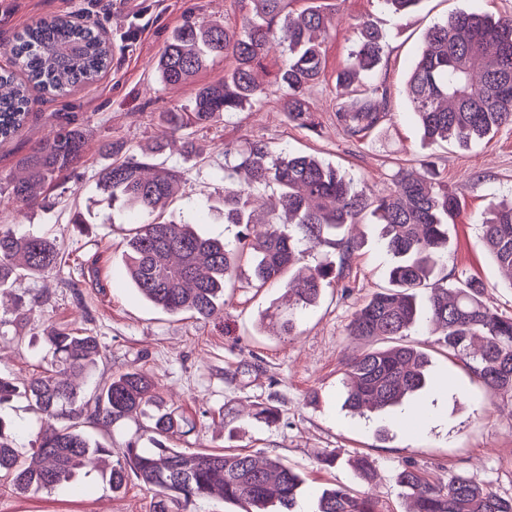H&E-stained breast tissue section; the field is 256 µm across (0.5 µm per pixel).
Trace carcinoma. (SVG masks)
Returning a JSON list of instances; mask_svg holds the SVG:
<instances>
[{
  "label": "carcinoma",
  "mask_w": 512,
  "mask_h": 512,
  "mask_svg": "<svg viewBox=\"0 0 512 512\" xmlns=\"http://www.w3.org/2000/svg\"><path fill=\"white\" fill-rule=\"evenodd\" d=\"M292 0H250L240 25H198L186 21L171 37L157 69L163 83L183 85L210 60L232 56L235 67L224 78L196 89L186 112H165L153 151L167 139L190 128H207L228 112L261 105L263 88L256 81L270 50L285 56L275 78L284 91L282 112L296 125L313 130L317 122L307 100L309 87L322 77L323 45L333 30V16L315 5L299 22L288 14ZM384 35L364 21L338 73L337 85L349 89L360 74L380 61ZM24 78L0 73V140L13 138L28 117L29 91L63 92L90 83L108 67L111 46L91 25L65 17L43 20L25 29L11 48ZM362 84V83H360ZM363 90L336 103V126L355 141L365 139L384 120V90L374 78ZM412 115L428 140H452L463 148L482 142L512 124V17L493 19L463 8L435 23L425 34L418 61L405 83ZM84 131L71 120L59 124L51 139L18 165L26 177L9 179L4 189L16 206L33 209L46 188L71 176L81 163ZM100 189L112 203L130 210L135 232L126 243L127 279L155 308L170 314L189 313L209 319L224 307V286L246 254L256 281L281 280L300 263L304 248L336 242L343 228L365 214L383 225L385 247L393 257L390 287L375 292L354 314L349 335L386 339L383 349L362 351L347 363L343 385L345 408L353 414L399 407L431 384L429 358L406 341L416 329H432L435 344L462 361L491 395H512V313H501L482 300L484 285L466 280L455 288L438 277L448 252V225L461 211L459 193L434 174L414 176L403 170L394 191L376 195L354 180L309 155L278 153L262 140L224 149V223L240 227L235 247L199 235L193 220L165 221L157 206L178 196L180 172L153 170L132 156L99 173ZM274 185L288 208V229L270 211L253 207L254 192ZM482 239L497 262L512 269V197L490 204L480 217ZM63 253L50 238L17 235L0 228V292L24 276L40 275L61 265ZM338 274L327 263L304 267L285 283L289 303L266 316L280 320L292 333L293 311L314 304ZM53 350L50 366L17 385L0 376V405L21 395L45 426L22 457L0 416V478L22 493L52 492L70 483L78 470L108 455L107 448L80 430L84 423L105 426L147 414L155 402L156 382L143 370L123 373L95 385L89 395L64 379L88 374L100 356L95 337L67 329L48 334ZM152 448L127 444L123 458L112 464L109 485L121 491L136 478L153 491L154 512H187V507L215 492L224 501L243 503L245 512H296L305 479L279 458L259 463L251 454L190 453L166 441L185 434L172 411L150 414ZM398 485L411 492L410 512H512V496L503 497L465 473L444 482L411 463L397 472ZM317 512H379L370 491L338 484L322 490Z\"/></svg>",
  "instance_id": "obj_1"
}]
</instances>
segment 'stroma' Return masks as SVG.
Here are the masks:
<instances>
[{"label":"stroma","mask_w":512,"mask_h":512,"mask_svg":"<svg viewBox=\"0 0 512 512\" xmlns=\"http://www.w3.org/2000/svg\"><path fill=\"white\" fill-rule=\"evenodd\" d=\"M336 28L325 42V71L310 92L317 129L290 123L281 111L275 73L282 61L272 49L259 74L267 98L263 107L225 114L215 125L196 132L202 154L184 156L179 144L150 154L161 113L189 104L198 86L223 78L235 61L220 57L199 72L193 83L165 85L156 61L173 33L188 20L235 25L249 11V0H0V67L11 65L5 49L39 18L69 14L98 23L112 44V61L94 83L48 95L32 91L29 116L19 133L0 143V176L18 175L17 161L51 138L62 118L75 117L85 132L84 163L62 186L46 194L43 206L20 214L0 194V225L16 232L55 238L70 259L52 272L27 276L14 285V297L0 299V375L22 381L51 359L45 331L80 328L97 337L101 356L92 380L109 379L134 369L151 373L165 409L193 425L176 444L189 452H245L281 458L301 471L305 492L300 512H315L324 488L342 482L357 485L349 463L364 456L374 470L373 490L383 512H407L410 500L396 482L405 463L441 479L466 472L505 497L512 496V397L487 395L481 380L449 357L432 336L412 333L430 359V373L441 386L427 387L414 398L425 410L419 430L403 427L399 410L367 418L343 407L345 360L356 350L380 347L377 339L358 341L348 334L355 311L378 289L388 286L392 257L377 224L357 225V246L342 257L327 244L305 253L303 265L343 262L339 283L325 289L319 303L297 312L294 335L266 327L262 315L280 301L275 282L250 284L248 260H241L224 288V310L210 319L172 316L155 309L129 284L124 251L131 226L126 212L98 186L102 169L114 157L107 144H122L159 167L182 173L179 198L164 216L177 219L203 211L201 234L232 243L237 229L224 221V149L260 139L273 151L311 155L351 176L357 186L381 194L392 188L398 170L423 172L432 164L463 206L448 231V256L438 269L449 284L482 281L491 308L512 312V278L486 250L478 217L492 197L512 195V125L486 143L463 149L456 143L424 139L404 92L427 30L464 6L492 17H512V0H419L412 12L396 16L377 0H324ZM376 24L384 35L377 79L387 88L382 125L363 141L348 140L334 119L336 76L343 67L360 22ZM81 223H74V216ZM31 314L14 327L16 300ZM278 410L275 423L255 415L260 407ZM148 419L111 426L88 423L85 432L111 447V459L81 469L70 488L52 493H21L0 481V512H153L154 494L137 481L112 492V460L128 441L144 435ZM336 451L335 467L320 458Z\"/></svg>","instance_id":"obj_1"}]
</instances>
